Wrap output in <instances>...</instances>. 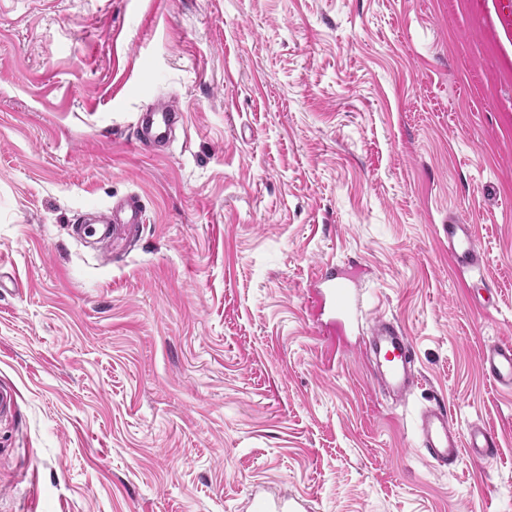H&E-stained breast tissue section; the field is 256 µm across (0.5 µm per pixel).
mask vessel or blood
<instances>
[{
  "label": "vessel or blood",
  "mask_w": 512,
  "mask_h": 512,
  "mask_svg": "<svg viewBox=\"0 0 512 512\" xmlns=\"http://www.w3.org/2000/svg\"><path fill=\"white\" fill-rule=\"evenodd\" d=\"M183 121V109L174 99H159L135 121V144L144 142L166 149L176 124ZM145 207L138 195L113 200L111 207L94 212L92 217H76L71 231L78 239H93L97 244L113 248L134 237L144 222ZM448 256L460 273L480 269L484 256L477 247L471 225H445ZM312 295L318 305L330 306L337 320L354 324L361 307L356 289L343 280L342 272L333 266L322 268L315 276ZM366 352L376 357L379 387L395 396L407 397L418 377L414 370V346L410 336L397 321L374 317L364 342ZM480 365L484 375L495 385L512 389V341H499L482 350ZM418 445L441 467L456 465L463 454L481 461L495 459L501 442L498 432L486 425L472 423L465 429L455 427L443 402L424 407L417 419ZM246 512H311L308 499L288 493H270L259 488L252 492Z\"/></svg>",
  "instance_id": "b4317fda"
}]
</instances>
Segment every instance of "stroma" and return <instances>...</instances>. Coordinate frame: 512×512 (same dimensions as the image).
I'll return each mask as SVG.
<instances>
[{
    "mask_svg": "<svg viewBox=\"0 0 512 512\" xmlns=\"http://www.w3.org/2000/svg\"><path fill=\"white\" fill-rule=\"evenodd\" d=\"M184 125L136 150L158 96ZM134 193L121 252L74 239ZM474 227L495 306L443 224ZM347 268L423 381L378 391L309 293ZM0 512H512V30L493 0H0ZM502 440L436 466L419 411ZM480 365L491 382L512 389V341H499L485 347ZM245 510L249 512H310V501L288 493H270L259 488L247 499Z\"/></svg>",
    "mask_w": 512,
    "mask_h": 512,
    "instance_id": "35a3bbf8",
    "label": "stroma"
}]
</instances>
